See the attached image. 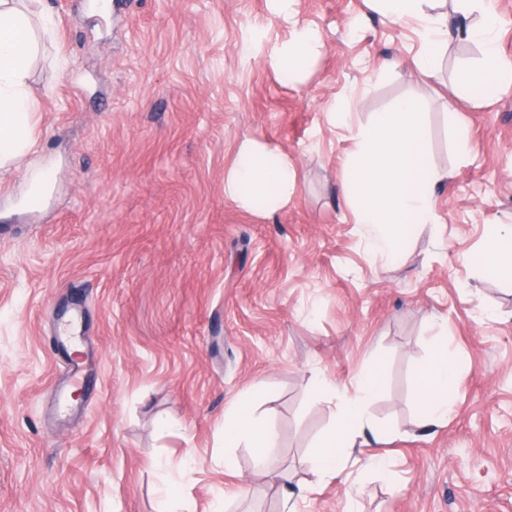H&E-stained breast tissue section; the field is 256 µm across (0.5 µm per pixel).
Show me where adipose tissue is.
<instances>
[{
    "instance_id": "obj_1",
    "label": "adipose tissue",
    "mask_w": 512,
    "mask_h": 512,
    "mask_svg": "<svg viewBox=\"0 0 512 512\" xmlns=\"http://www.w3.org/2000/svg\"><path fill=\"white\" fill-rule=\"evenodd\" d=\"M384 7L399 18L417 22L424 34L421 68L432 72L438 64V47L453 33L444 14L428 9L429 0H382ZM482 13L481 24L468 28V38L485 47V63L466 75L468 85L483 84L490 73L501 75L499 91L512 89L492 45L495 17L484 9V0H464ZM37 48L29 17L14 0H0V167L12 164L32 151L30 132L31 101L26 79ZM359 153L352 160V171L343 193L356 210L359 223L368 227L375 250L390 254L398 237L432 218L433 192L444 179L429 163L422 135L421 116L412 103L403 101L391 111L378 113L373 121L356 131ZM290 165L287 157L271 155L256 161L252 150H244L232 171L228 187L243 203L254 197L274 194L282 197L288 187ZM454 373L444 355H436L418 390L420 420L436 425L448 414ZM384 371L375 366L361 374L354 396L338 407L337 427L313 455L317 482L340 476L342 460L351 455L357 437L371 429L365 415V401L383 387ZM249 444L255 448V467L265 471L278 446V433L268 421L256 419L247 408H239L224 423V445L228 448Z\"/></svg>"
}]
</instances>
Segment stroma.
Masks as SVG:
<instances>
[{
	"mask_svg": "<svg viewBox=\"0 0 512 512\" xmlns=\"http://www.w3.org/2000/svg\"><path fill=\"white\" fill-rule=\"evenodd\" d=\"M41 0L27 92L34 149L0 174V512H281L271 467L311 457L359 376L382 439L303 512H512V278L470 262L512 225V92L460 82L467 39L421 74L419 25L376 0ZM320 47L282 80L301 29ZM409 99L435 170L433 218L389 262L341 192L354 133ZM291 164L287 195L224 190L244 146ZM455 378L417 417L438 350ZM82 396L70 397L73 385ZM243 442L257 449L254 456L256 470L270 476L266 466L278 448L277 430L271 422L256 419L246 407L239 408L224 423L225 447L238 448Z\"/></svg>",
	"mask_w": 512,
	"mask_h": 512,
	"instance_id": "35a3bbf8",
	"label": "stroma"
}]
</instances>
